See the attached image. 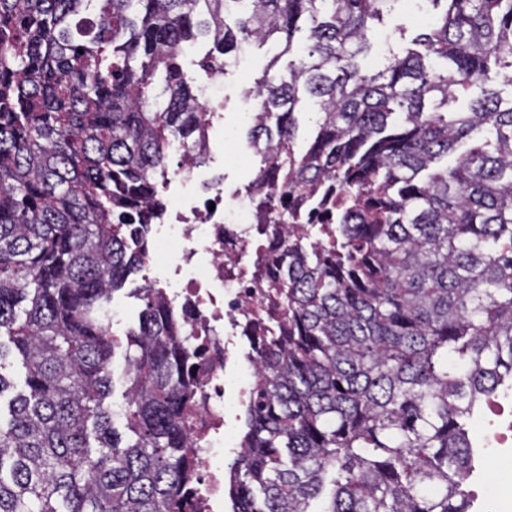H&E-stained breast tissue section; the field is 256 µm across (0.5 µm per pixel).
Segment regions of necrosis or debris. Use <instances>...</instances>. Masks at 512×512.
Masks as SVG:
<instances>
[{"label": "necrosis or debris", "mask_w": 512, "mask_h": 512, "mask_svg": "<svg viewBox=\"0 0 512 512\" xmlns=\"http://www.w3.org/2000/svg\"><path fill=\"white\" fill-rule=\"evenodd\" d=\"M253 227L250 192L219 189L197 200L172 199L168 224L147 230L146 263L165 262V301L201 351L190 368L202 389L190 435L197 474L191 512H223L224 464L239 452L229 426L257 384L250 330L264 321L273 296L254 280L270 244Z\"/></svg>", "instance_id": "obj_1"}]
</instances>
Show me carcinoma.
I'll use <instances>...</instances> for the list:
<instances>
[{
	"instance_id": "1",
	"label": "carcinoma",
	"mask_w": 512,
	"mask_h": 512,
	"mask_svg": "<svg viewBox=\"0 0 512 512\" xmlns=\"http://www.w3.org/2000/svg\"><path fill=\"white\" fill-rule=\"evenodd\" d=\"M394 2L0 0V512L189 506L190 331L144 281L121 435L107 310L144 266L129 227L161 221L171 148L208 161L180 64L200 37L211 76L246 42L279 48L243 90L258 231L282 273L257 269L276 302L233 512H471L476 418L512 392V101L446 107L492 65L512 86V0H427L415 47L364 73ZM304 28V55L275 71Z\"/></svg>"
}]
</instances>
